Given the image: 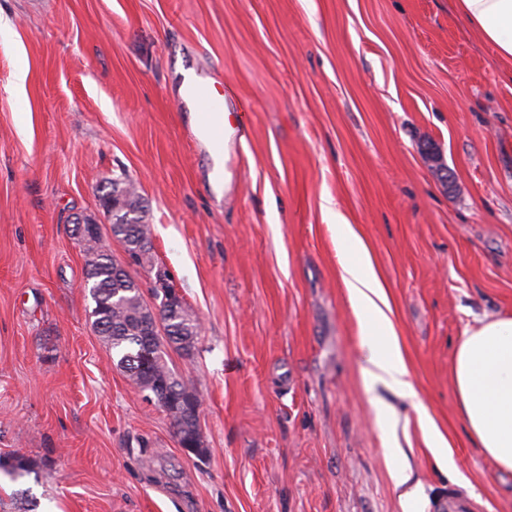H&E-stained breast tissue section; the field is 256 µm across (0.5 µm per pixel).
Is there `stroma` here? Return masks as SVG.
Listing matches in <instances>:
<instances>
[{"instance_id":"35a3bbf8","label":"stroma","mask_w":512,"mask_h":512,"mask_svg":"<svg viewBox=\"0 0 512 512\" xmlns=\"http://www.w3.org/2000/svg\"><path fill=\"white\" fill-rule=\"evenodd\" d=\"M0 21V455L40 466L0 473V512H403L391 443L422 512L451 490L512 512L452 379L466 325L512 315V65L453 0H0ZM195 70L249 130L221 188L176 105ZM120 176L145 201V266L99 207ZM75 213L199 319L193 356L167 361L202 400L204 457L94 332ZM336 222L370 252L417 401L363 386ZM420 415V421L424 424L426 427L430 441L431 446L435 448H443L439 454V456H436L437 463L439 467L443 471L452 472V469H455L454 461L452 454L448 452V441L445 439V437L438 431L436 428L434 422L430 419L429 416L424 415L423 411L419 412ZM37 467L38 463L36 460L23 454L0 455V471L3 470L14 478H22L29 475Z\"/></svg>"}]
</instances>
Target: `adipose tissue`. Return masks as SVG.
Wrapping results in <instances>:
<instances>
[{
    "mask_svg": "<svg viewBox=\"0 0 512 512\" xmlns=\"http://www.w3.org/2000/svg\"><path fill=\"white\" fill-rule=\"evenodd\" d=\"M458 12L477 28L497 55L512 59V0H455ZM341 242L340 276L357 318L367 357L364 385L384 384L415 399L389 316L390 306L368 251L351 225L335 227ZM462 420L483 454L512 472V316H483L466 327L453 368Z\"/></svg>",
    "mask_w": 512,
    "mask_h": 512,
    "instance_id": "ef3b65f1",
    "label": "adipose tissue"
}]
</instances>
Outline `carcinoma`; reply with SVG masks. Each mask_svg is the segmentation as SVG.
<instances>
[{
	"mask_svg": "<svg viewBox=\"0 0 512 512\" xmlns=\"http://www.w3.org/2000/svg\"><path fill=\"white\" fill-rule=\"evenodd\" d=\"M108 193L117 201V206L110 210L113 237L123 244L136 264L150 262V228L137 187L130 179L119 177L109 183ZM85 256L96 329L115 355L116 365L144 391L153 390L156 380L168 378L178 393L194 397L195 391L178 379L166 356L169 346L186 356L194 353L199 335L196 316L186 307L178 311L164 310L163 318L172 328V336L162 343H147L154 313L144 301L137 281L130 273L120 270V264L100 236L86 241ZM154 405L166 413L175 434L197 427V416H187L181 409L168 405L164 396H156ZM37 467L36 460L23 454L0 455V471L15 478H22Z\"/></svg>",
	"mask_w": 512,
	"mask_h": 512,
	"instance_id": "obj_1",
	"label": "carcinoma"
}]
</instances>
